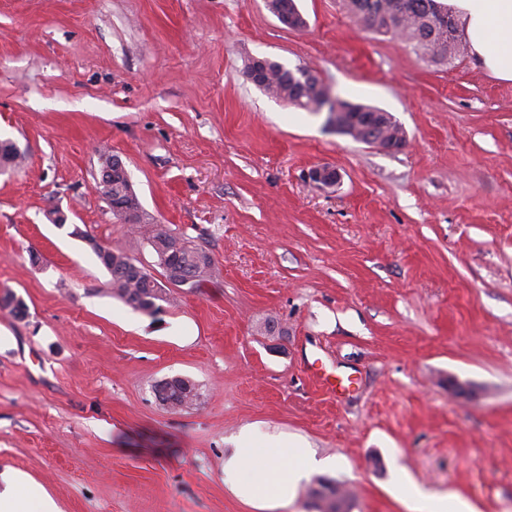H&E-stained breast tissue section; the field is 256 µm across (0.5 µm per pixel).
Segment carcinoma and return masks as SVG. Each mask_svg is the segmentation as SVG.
<instances>
[{"instance_id":"carcinoma-1","label":"carcinoma","mask_w":512,"mask_h":512,"mask_svg":"<svg viewBox=\"0 0 512 512\" xmlns=\"http://www.w3.org/2000/svg\"><path fill=\"white\" fill-rule=\"evenodd\" d=\"M347 12L363 27L379 18H389L391 36L410 46L424 60L450 65L466 53V43L448 42V28L432 32L435 8L440 0H344ZM270 80L263 91L285 101L295 94L287 72L279 63L269 68ZM24 154L11 140H0V170L15 168ZM99 195L106 203L122 202L134 194L131 181L118 177L110 182L96 181ZM158 265L167 282L182 288H198L211 277L213 263L203 250L180 236L159 232L150 240ZM94 253L111 276L113 293L133 308L151 314L159 311L158 302L165 300L164 285L126 250H114L112 245L94 244Z\"/></svg>"}]
</instances>
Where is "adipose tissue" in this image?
Masks as SVG:
<instances>
[{"label": "adipose tissue", "instance_id": "1", "mask_svg": "<svg viewBox=\"0 0 512 512\" xmlns=\"http://www.w3.org/2000/svg\"><path fill=\"white\" fill-rule=\"evenodd\" d=\"M459 17L472 55L495 78L512 81V0H448ZM317 462L310 449L284 435L256 438L245 430L224 460V483L244 504L266 512L287 504ZM396 493L412 512H476L455 494L438 495L401 475Z\"/></svg>", "mask_w": 512, "mask_h": 512}]
</instances>
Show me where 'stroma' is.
Listing matches in <instances>:
<instances>
[{
  "instance_id": "obj_1",
  "label": "stroma",
  "mask_w": 512,
  "mask_h": 512,
  "mask_svg": "<svg viewBox=\"0 0 512 512\" xmlns=\"http://www.w3.org/2000/svg\"><path fill=\"white\" fill-rule=\"evenodd\" d=\"M0 0V472L60 512H255L224 485L243 429L301 439L312 472L284 512H408L405 470L479 512H512V81L472 56L434 65L363 29L343 0ZM267 57L383 108V152L245 76ZM124 162L143 211L112 215L99 156ZM328 163L339 184L307 178ZM67 220L53 224L51 212ZM181 234L212 258L156 314L108 286L93 244ZM351 376L332 394L307 374ZM198 398L171 410L161 381Z\"/></svg>"
}]
</instances>
